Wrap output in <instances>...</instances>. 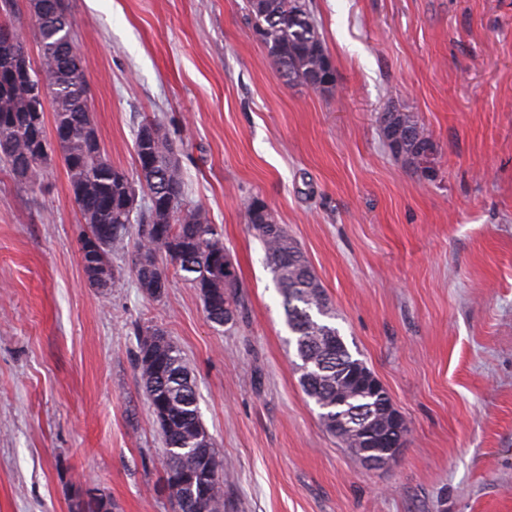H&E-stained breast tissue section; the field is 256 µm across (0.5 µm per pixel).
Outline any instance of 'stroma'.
<instances>
[{
    "label": "stroma",
    "mask_w": 512,
    "mask_h": 512,
    "mask_svg": "<svg viewBox=\"0 0 512 512\" xmlns=\"http://www.w3.org/2000/svg\"><path fill=\"white\" fill-rule=\"evenodd\" d=\"M312 5L331 92L282 78L243 0H70L106 154L133 170L157 119L240 286L221 327L177 274L149 298L129 250L115 288L89 287L61 160L33 190L0 165V512H70L81 485L115 512H173L138 325L195 375L226 512H512V0ZM391 106L428 130V174L386 146ZM252 197L403 414L390 465L354 457L304 394Z\"/></svg>",
    "instance_id": "1"
}]
</instances>
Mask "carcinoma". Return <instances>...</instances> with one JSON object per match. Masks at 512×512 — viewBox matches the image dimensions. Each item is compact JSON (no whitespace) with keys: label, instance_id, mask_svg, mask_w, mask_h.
Returning a JSON list of instances; mask_svg holds the SVG:
<instances>
[{"label":"carcinoma","instance_id":"obj_1","mask_svg":"<svg viewBox=\"0 0 512 512\" xmlns=\"http://www.w3.org/2000/svg\"><path fill=\"white\" fill-rule=\"evenodd\" d=\"M42 12L31 19L39 44V60L30 67V76L19 73L13 53L17 44L27 45L16 28V0H0V161L12 173L26 168L24 182L32 189L41 184L44 169L53 159L51 134L46 121L36 129L30 122L28 83L42 82L51 88L49 108L55 134L63 139L61 158L70 190L87 230L79 241L80 259L87 258L88 236L98 241L92 260L103 281L102 290L113 287L118 271L112 253L129 245L131 225L126 223L134 194L142 192L158 200L175 201V212L154 210L150 204L138 211L133 274L145 293L157 299L164 291L154 288L160 268L154 256L163 254L202 297L207 318L222 326L233 319L227 290L238 287L236 271L224 269L222 228L211 223L200 207L182 205L186 184L180 164L168 157L172 142L159 124L146 122L155 134L137 135L134 143L135 173L112 164L101 147L86 112L90 85L75 48L73 19L68 0H41ZM253 30L264 45L281 76L288 82H306L321 68L327 55L311 0H245ZM392 125L391 135L404 141L393 150L411 164H420L407 131L428 139L426 128L409 112L388 110L381 124ZM270 228L259 231L266 262L277 288L289 330L295 336L297 356L309 360L314 369L303 391L316 405L328 408L319 414L325 429L336 434V398L349 393L347 377L366 371L365 362L349 350L346 342L336 349L339 330L329 323L334 318L329 299L297 244L288 237L270 212L262 215ZM136 368L140 386L153 411L166 408L170 422L160 426L165 447L163 470H182L188 478L169 492L185 503L182 512H224V461L214 447L200 448L196 436L205 430L195 390V377L181 350L166 339L162 330L138 326ZM217 466L216 477L208 480V492L198 489V473L210 463ZM72 512H113L112 501L97 490L75 493Z\"/></svg>","mask_w":512,"mask_h":512}]
</instances>
